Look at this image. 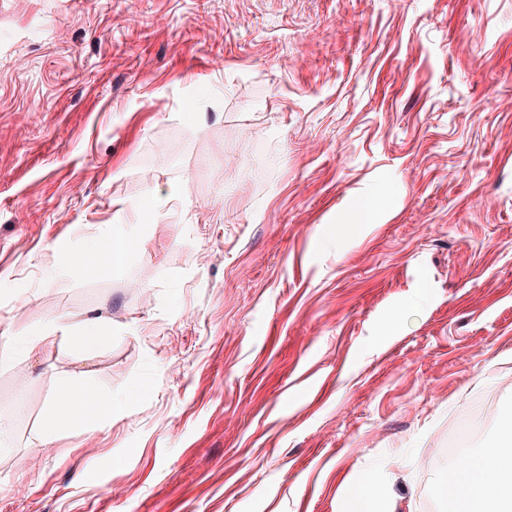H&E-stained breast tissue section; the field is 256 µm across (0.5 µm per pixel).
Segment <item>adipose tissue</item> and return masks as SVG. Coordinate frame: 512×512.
Returning a JSON list of instances; mask_svg holds the SVG:
<instances>
[{
  "instance_id": "obj_1",
  "label": "adipose tissue",
  "mask_w": 512,
  "mask_h": 512,
  "mask_svg": "<svg viewBox=\"0 0 512 512\" xmlns=\"http://www.w3.org/2000/svg\"><path fill=\"white\" fill-rule=\"evenodd\" d=\"M133 225L108 226L104 237L93 240L86 252L65 255L63 269L96 274L122 267L127 254L137 243ZM61 401L52 404L44 420V435H52L72 426L90 408L111 410V402L90 398L69 381L59 383ZM495 441L478 453L467 456L448 469L437 482V493L450 512H512V411L497 420ZM339 512H385L384 491L372 473L349 486Z\"/></svg>"
}]
</instances>
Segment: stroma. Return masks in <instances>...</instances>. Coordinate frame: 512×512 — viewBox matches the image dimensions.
I'll return each mask as SVG.
<instances>
[{"mask_svg":"<svg viewBox=\"0 0 512 512\" xmlns=\"http://www.w3.org/2000/svg\"><path fill=\"white\" fill-rule=\"evenodd\" d=\"M0 351V512H448L512 410V0H0ZM62 376L112 411L46 439ZM137 241L133 225L109 224L104 237L93 240L86 252L68 253L62 257L61 267L77 274H97L105 270L112 273V269L122 267ZM87 254L92 256L90 263L87 262ZM384 491L371 472L349 486L338 512H387L384 508Z\"/></svg>","mask_w":512,"mask_h":512,"instance_id":"obj_1","label":"stroma"}]
</instances>
